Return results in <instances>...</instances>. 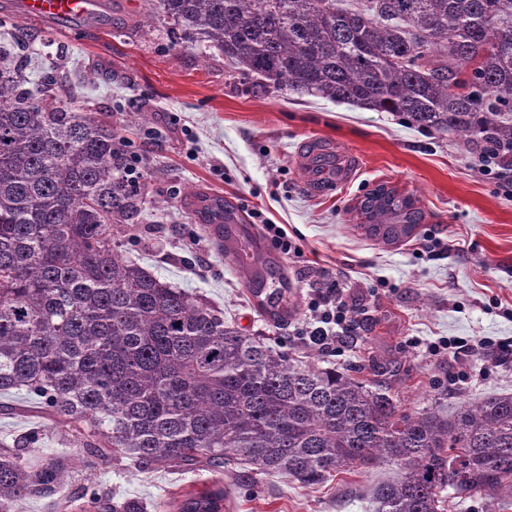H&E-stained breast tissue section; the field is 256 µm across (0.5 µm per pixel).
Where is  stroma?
<instances>
[{"label": "stroma", "mask_w": 512, "mask_h": 512, "mask_svg": "<svg viewBox=\"0 0 512 512\" xmlns=\"http://www.w3.org/2000/svg\"><path fill=\"white\" fill-rule=\"evenodd\" d=\"M105 16L69 26L25 17L0 0V47L31 60V81L56 75L74 112L109 111L148 174L149 206L140 264L197 293L225 321L304 360L347 369L387 387L403 407L440 406L512 393V356L499 365L434 353L441 341L512 340V185L480 168L454 134L429 133L399 117L279 90L254 93L222 56L172 42L170 23L144 25L149 0H105ZM320 137L361 161L332 194L303 188L299 142ZM385 183L419 201L416 235L383 245L367 237L357 207ZM200 190L231 202L243 217L262 212L283 225L298 253L283 256L288 317L261 311L237 267L207 241L185 206ZM356 302L353 339L330 353L304 329L310 303L332 284ZM38 434L32 463H66L64 484L27 498L22 512H74L87 485L101 500H138L147 512H177L184 494L223 480L226 512H372L370 490L389 465L347 471L313 488L235 462L223 474L143 467L128 458L89 459L83 439L53 424L23 395H0V446Z\"/></svg>", "instance_id": "stroma-1"}]
</instances>
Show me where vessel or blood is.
<instances>
[{"label":"vessel or blood","instance_id":"obj_1","mask_svg":"<svg viewBox=\"0 0 512 512\" xmlns=\"http://www.w3.org/2000/svg\"><path fill=\"white\" fill-rule=\"evenodd\" d=\"M101 0H21L20 10L39 20H88L95 18ZM297 166L304 175L307 191L325 195L352 180L359 168L358 157L350 152L336 150L335 146L320 140L304 143L297 154Z\"/></svg>","mask_w":512,"mask_h":512}]
</instances>
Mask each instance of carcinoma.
<instances>
[{"label":"carcinoma","instance_id":"obj_1","mask_svg":"<svg viewBox=\"0 0 512 512\" xmlns=\"http://www.w3.org/2000/svg\"><path fill=\"white\" fill-rule=\"evenodd\" d=\"M147 22L224 57L253 90L391 112L407 124L512 148V0H151ZM0 55V394L24 390L93 456L224 467L319 486L383 462L373 512H443L440 492L512 496V393L451 414L405 410L345 369L300 360L224 321L202 296L124 256L144 181L96 112L29 88ZM189 206L259 309L288 313L280 258L219 196ZM363 230L386 245L424 218L405 196H367ZM65 461L0 448V512L61 483ZM217 481L178 512H224Z\"/></svg>","mask_w":512,"mask_h":512}]
</instances>
